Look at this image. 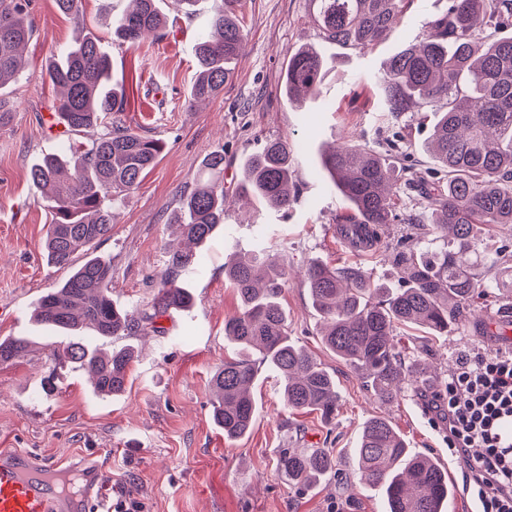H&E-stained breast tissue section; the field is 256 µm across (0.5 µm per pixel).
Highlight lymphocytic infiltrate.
<instances>
[{
  "label": "lymphocytic infiltrate",
  "instance_id": "1",
  "mask_svg": "<svg viewBox=\"0 0 512 512\" xmlns=\"http://www.w3.org/2000/svg\"><path fill=\"white\" fill-rule=\"evenodd\" d=\"M431 412L473 473L480 512H512V352L462 356Z\"/></svg>",
  "mask_w": 512,
  "mask_h": 512
}]
</instances>
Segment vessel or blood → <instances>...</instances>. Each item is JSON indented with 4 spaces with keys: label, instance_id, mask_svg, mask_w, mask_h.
<instances>
[{
    "label": "vessel or blood",
    "instance_id": "obj_1",
    "mask_svg": "<svg viewBox=\"0 0 512 512\" xmlns=\"http://www.w3.org/2000/svg\"><path fill=\"white\" fill-rule=\"evenodd\" d=\"M107 477L96 455L66 467L50 457L0 448V512H102Z\"/></svg>",
    "mask_w": 512,
    "mask_h": 512
}]
</instances>
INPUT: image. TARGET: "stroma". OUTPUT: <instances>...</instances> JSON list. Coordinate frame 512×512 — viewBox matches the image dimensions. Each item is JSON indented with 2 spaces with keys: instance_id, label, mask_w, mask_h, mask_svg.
Listing matches in <instances>:
<instances>
[{
  "instance_id": "obj_1",
  "label": "stroma",
  "mask_w": 512,
  "mask_h": 512,
  "mask_svg": "<svg viewBox=\"0 0 512 512\" xmlns=\"http://www.w3.org/2000/svg\"><path fill=\"white\" fill-rule=\"evenodd\" d=\"M128 0H83L78 16L58 11L54 0H31L34 35L24 50L18 83L0 92L13 119L0 128V339L25 336L28 355L0 365V448H17L77 463L92 451H105L112 478L110 500L134 495L143 512H384L380 487L360 483L353 453L363 424L384 417L403 435L413 453L446 466L454 496L449 512H469L472 483L468 466L448 449V432L432 421L419 399L404 394L392 401L376 396L361 375L327 349L321 320L302 282L312 262L355 266L378 283L398 275L395 249L417 245L433 253L442 239L425 235L423 225L389 224L381 243L356 252L337 233L349 212L322 170L320 154L333 142L355 138L385 152L412 146L418 177L435 172L421 145L430 124L421 113L380 119L382 104L367 76L378 74L400 45L420 39L426 18L441 12L445 0H412L404 24L374 49L359 53L323 43L309 16V0H241L246 47L233 78L212 101L188 109V92L197 70L194 47L211 13L212 0L188 9L181 0H158L169 19L164 39L128 46L113 42L110 24ZM98 36L111 59V85L122 92V122L165 147L139 188L114 202L111 233L98 255L112 262V300L131 308L150 299L164 270L169 247L180 242L171 219L181 194L190 191L203 158L224 154V189L235 193L242 159L265 140L284 138L294 148L297 198L285 212H268L255 200L231 206L224 225L199 248L200 266L183 277L194 302L170 312L163 333L144 329L125 339H99L109 350L128 344L138 357L124 394H97L84 371L54 365L50 351L69 332L34 321L41 295L66 278L44 251L52 210L29 181L31 166L49 152L68 149L63 132L49 131L43 118L59 93L50 83L49 64L77 37ZM319 48L325 65L319 95L288 101L281 76L293 52ZM267 242L282 255L290 276L279 301L288 332L336 379V417L298 413L285 406L278 384L261 371L254 391L257 415L248 435L229 441L211 419V379L232 349L224 322L239 307L224 278V264L235 253ZM402 346L428 342L417 358L427 375L446 380L461 356L512 350L501 329L497 292L485 297L480 324H466L451 335L427 337L415 328L398 331ZM54 375L56 389L44 394L41 381ZM285 448H323L336 469L319 484L298 491L277 471Z\"/></svg>"
}]
</instances>
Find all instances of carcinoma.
Returning <instances> with one entry per match:
<instances>
[{"label": "carcinoma", "instance_id": "1", "mask_svg": "<svg viewBox=\"0 0 512 512\" xmlns=\"http://www.w3.org/2000/svg\"><path fill=\"white\" fill-rule=\"evenodd\" d=\"M131 7L112 19V40L134 44L165 36L167 18L155 0H129ZM207 28L195 45L197 74L189 102L217 96L233 76L245 41L238 18L240 0H214ZM412 0H310L313 21L327 43L357 52L370 49L404 22ZM30 0H0V89L16 83L24 67L22 49L32 38ZM512 0H447L444 11L424 23L423 36L394 53L383 72L372 78L381 94V120L427 107L435 119L424 142L443 180L419 188L431 201L429 221L406 214L393 187L397 179L388 159L361 144L333 146L321 164L349 204L342 233L349 244L371 247L378 229L399 220L429 224L427 234L451 233L447 248L425 254L405 247L393 252L399 285L370 280L357 267L310 263L303 274L312 304L323 322L325 346L353 366L378 397L390 401L409 389L426 408L444 392L434 378L418 384L405 368L407 353L394 342L397 329L415 325L433 336H446L472 316L475 297L493 287L512 306V259L495 252L503 264L501 279L485 282L473 254L504 224H512ZM324 58L314 47H301L288 59L283 92L294 102L319 90ZM110 60L97 38L85 35L48 68L60 88L57 112L66 130L78 134L99 126L91 144L71 148V155L48 153L31 167L32 185L52 203L45 249L50 263L69 267V276L45 292L36 305L37 322L61 329L89 326L105 338L133 336L144 327L158 330L168 312L190 306L192 296L182 276L199 260L192 246L205 242L224 225L230 200L224 194V151L202 163L203 177L180 195L174 214L189 247L168 252L165 270L149 301L125 309L112 302V265L92 252L112 230V209L133 193L144 172L155 165L164 144L112 119L125 111L123 95L110 85ZM293 150L272 139L250 154L238 193L273 211L295 201ZM83 261L74 264L78 252ZM224 277L240 300L237 313L224 322V338L236 356L212 377V416L228 440L252 428L255 404L251 386L260 366L274 372L285 405L315 412L326 421L335 416L336 379L288 336L279 296L288 282V265L269 247L234 255ZM28 340H0V364L27 355ZM52 356L88 371L94 390L122 394L136 352L122 346L109 353L77 338L53 347ZM336 461L319 448H287L277 468L288 484L310 488L335 469ZM355 466L359 481L378 485L386 512H447L452 488L448 472L429 458L411 452L385 419L363 425Z\"/></svg>", "mask_w": 512, "mask_h": 512}]
</instances>
